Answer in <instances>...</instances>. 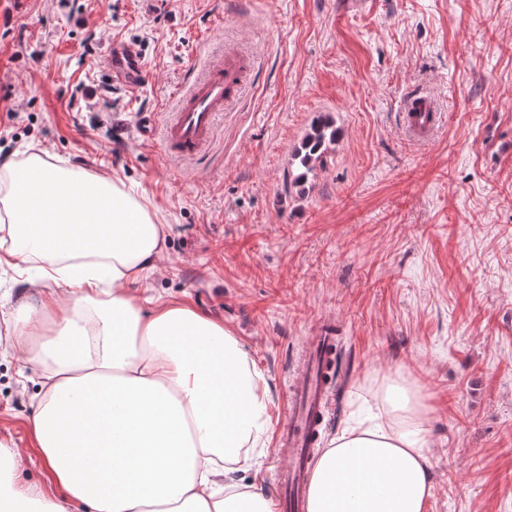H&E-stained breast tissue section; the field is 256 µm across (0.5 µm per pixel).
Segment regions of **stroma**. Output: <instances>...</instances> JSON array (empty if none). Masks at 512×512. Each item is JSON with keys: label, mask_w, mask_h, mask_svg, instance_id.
<instances>
[{"label": "stroma", "mask_w": 512, "mask_h": 512, "mask_svg": "<svg viewBox=\"0 0 512 512\" xmlns=\"http://www.w3.org/2000/svg\"><path fill=\"white\" fill-rule=\"evenodd\" d=\"M134 49L137 87L112 80ZM247 59L211 150L171 161L143 115L217 52ZM437 95L419 144L403 100ZM330 114L340 138L304 188L295 147ZM118 178L166 225L143 305L188 303L230 328L284 416L306 336L342 352L328 446L387 371L426 394L425 512H512V0H0V163L32 149ZM37 371L0 347V441L60 497L29 438Z\"/></svg>", "instance_id": "obj_1"}]
</instances>
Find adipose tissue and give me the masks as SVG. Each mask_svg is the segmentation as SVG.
Returning <instances> with one entry per match:
<instances>
[{"label": "adipose tissue", "mask_w": 512, "mask_h": 512, "mask_svg": "<svg viewBox=\"0 0 512 512\" xmlns=\"http://www.w3.org/2000/svg\"><path fill=\"white\" fill-rule=\"evenodd\" d=\"M0 265L23 266L10 311L41 394L30 437L63 492L46 501L0 442V512H271L236 483L270 433L269 390L222 322L188 304L144 309L166 227L114 178L32 155L6 162ZM375 414L316 458L308 512H424L431 495L423 394L382 377Z\"/></svg>", "instance_id": "obj_1"}]
</instances>
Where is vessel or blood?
Instances as JSON below:
<instances>
[{
    "mask_svg": "<svg viewBox=\"0 0 512 512\" xmlns=\"http://www.w3.org/2000/svg\"><path fill=\"white\" fill-rule=\"evenodd\" d=\"M113 77L135 80L141 76L137 56L129 51L116 52L112 58ZM243 68L234 56L213 61L192 86L182 93L163 124L145 117L140 125L143 138L161 134L170 157L180 160L200 156L211 143L216 118L230 106L242 88ZM434 102L416 97L406 105L404 128L408 136L429 139L434 120H421V113L434 111ZM336 345L334 324H321L307 337L301 360L288 387V402L275 435L273 457L276 500L280 512H308V491L312 457L317 447L313 437L316 424L328 413L329 388L323 382L325 364Z\"/></svg>",
    "mask_w": 512,
    "mask_h": 512,
    "instance_id": "obj_1",
    "label": "vessel or blood"
}]
</instances>
